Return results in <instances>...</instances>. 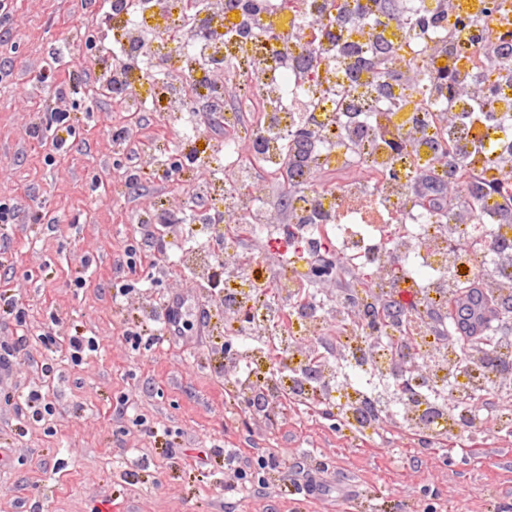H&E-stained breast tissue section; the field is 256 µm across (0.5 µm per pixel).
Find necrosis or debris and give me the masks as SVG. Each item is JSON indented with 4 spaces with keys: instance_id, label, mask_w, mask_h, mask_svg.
<instances>
[{
    "instance_id": "necrosis-or-debris-1",
    "label": "necrosis or debris",
    "mask_w": 512,
    "mask_h": 512,
    "mask_svg": "<svg viewBox=\"0 0 512 512\" xmlns=\"http://www.w3.org/2000/svg\"><path fill=\"white\" fill-rule=\"evenodd\" d=\"M325 2L265 0L257 10L250 0H235L230 8L224 0H135L113 8L112 37L124 54L102 67L99 89L124 111L156 113L162 127L182 136L198 128L189 98L222 111L223 145L195 159L211 173L190 188L203 207L184 228L197 245L182 251L180 260L201 270L205 285H221L224 333L237 349L224 364L234 393L244 399L259 388L270 401H292L312 416L332 407L364 438L389 422L407 435L438 441L458 428L449 392L462 399L512 375L508 365L480 376L479 350L472 368H465L454 343L440 335L450 288L476 274L491 288L512 285V223L501 217L497 196L482 197L468 215L454 205L424 207L412 185L424 173L446 177L435 155L443 132L468 155L512 152V133L496 121L512 110V69L494 70L481 86H467L454 102L436 107L418 106L406 82L391 83L394 110L366 121L381 95L372 71H355V53L387 48L394 53L391 69L406 72L414 51L425 47L408 36L418 14L406 10L401 24L384 17L376 24L333 25L314 44L311 27L324 22ZM310 43L319 63L303 73L297 62ZM150 59L170 65L147 72L150 88L141 95L133 88L134 74L146 72ZM242 81L251 82L259 108L253 121L232 99ZM339 84L352 88L343 105L329 94ZM243 130L248 139L242 150L237 137ZM397 141L404 145L399 153L391 148ZM286 168L301 188L289 198L285 225L253 190L261 177ZM358 169L363 177H355ZM326 171L339 173V180L311 182L313 173ZM477 238L509 248L486 258L475 250ZM325 255L365 274L370 289L356 302L339 295L295 314ZM392 294L421 303L412 340L394 325L381 336L372 329L373 312ZM331 325L336 342L329 350L316 347L323 361L314 377H306L311 357L299 356L296 345L306 336L321 338ZM398 350L429 360L426 382H415L413 399L400 404L382 385ZM274 357L287 368L261 374Z\"/></svg>"
}]
</instances>
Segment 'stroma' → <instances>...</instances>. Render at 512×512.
Instances as JSON below:
<instances>
[{
  "label": "stroma",
  "mask_w": 512,
  "mask_h": 512,
  "mask_svg": "<svg viewBox=\"0 0 512 512\" xmlns=\"http://www.w3.org/2000/svg\"><path fill=\"white\" fill-rule=\"evenodd\" d=\"M0 15V354L16 370L0 386V512H512V406L472 412L468 445L421 450L386 429L370 439L277 406L251 418L224 381L218 303L173 257L197 166L162 174L171 138L154 113L130 124L131 159L112 125L119 104L93 90L112 57L90 35L109 7L12 0ZM56 78L48 93L37 72ZM68 115L55 151L51 115ZM180 308L184 330L161 324ZM99 343L75 364L74 333ZM40 391L54 415L25 400ZM235 450L240 480L224 464ZM453 464H446V457Z\"/></svg>",
  "instance_id": "35a3bbf8"
}]
</instances>
